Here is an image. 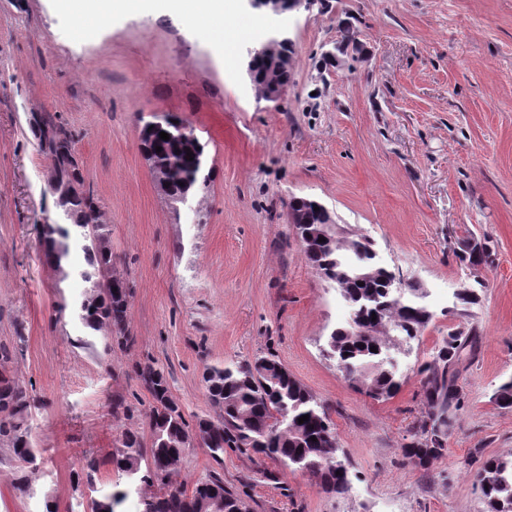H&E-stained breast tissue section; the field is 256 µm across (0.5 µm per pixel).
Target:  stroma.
<instances>
[{"label":"stroma","mask_w":512,"mask_h":512,"mask_svg":"<svg viewBox=\"0 0 512 512\" xmlns=\"http://www.w3.org/2000/svg\"><path fill=\"white\" fill-rule=\"evenodd\" d=\"M263 21L294 41L275 104L257 98L241 55L216 57L182 15L121 14L83 37L53 0H0V345L36 401L30 440L43 458L21 469L0 443V512H43L48 495L61 512L78 507L90 492L75 464L87 457L99 490L125 491L109 454L121 430H148L147 365L164 370L191 422L213 412L206 366L269 354L328 406L351 462L341 497L268 458L187 448L174 481L190 489L219 474L250 512H482L471 452L512 456V407L494 400L512 379V0H324ZM342 21L356 41L331 64L322 51ZM41 112L74 132L101 201L112 271L133 291L128 345L78 316L81 246L63 273L44 258L41 225L57 210L28 127ZM155 115L190 124L213 169L209 193L175 209L139 149ZM292 196L369 237L377 261L424 295L433 317L396 355L403 384L390 399L355 391L324 352L350 309L308 265ZM483 238L488 263L462 264L463 245ZM479 282V301L457 304ZM451 332L476 341L459 366L461 405L445 455L411 468L402 448L427 409L417 369Z\"/></svg>","instance_id":"obj_1"}]
</instances>
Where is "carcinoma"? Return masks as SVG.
Segmentation results:
<instances>
[{"mask_svg":"<svg viewBox=\"0 0 512 512\" xmlns=\"http://www.w3.org/2000/svg\"><path fill=\"white\" fill-rule=\"evenodd\" d=\"M275 71L267 59L257 60L254 87L263 93ZM182 122L169 118L159 125H144L139 131L140 150L153 171L174 166L180 177L168 187L165 197L175 206L184 198L210 190L212 170L207 168L205 145L189 141L181 134ZM29 129L38 151L56 175V207L60 220H45L41 235L46 258L57 268L67 258L70 230L68 221L80 235L90 239L88 268L81 277L90 291L81 303L82 320L94 331L106 329L108 338L119 344L130 341L128 311L131 289L127 281L112 274V250L108 247L107 225L94 191L85 187L75 136L49 112L34 114ZM169 134V140L159 133ZM162 147L156 151V147ZM193 152L194 160L186 159ZM358 245L348 250L343 239L324 242L313 238L302 243L307 262L316 270L327 266L347 273L340 284L343 296L358 310L359 322L341 326L327 341L326 353L336 360L346 382L375 400L393 397L402 380L387 354L406 339L419 337L431 321L420 296L412 294L401 302L390 297L382 275L358 279L353 268L364 265L372 249L371 240L352 235ZM490 257L485 243H467L461 259L471 266ZM377 321L375 334L363 332L362 323ZM462 333L444 338L435 358L417 370L427 411L411 441L403 448L406 464L429 469L444 456L453 423L452 409L459 407L461 394L456 384L455 366L468 346ZM376 351H370V348ZM11 359L8 348L0 346V441H7L17 461L26 468L37 466V455L29 439L28 419L35 400L27 390L6 375ZM139 377L152 396L148 433L130 429L120 433L112 450L111 463L126 482L127 491L92 497L87 512H114V506L128 492L138 494L137 512H238L244 501L240 494L224 486L215 474L196 483L192 490L173 480L187 450L185 438L195 436L214 460L227 450L250 451L305 473L327 494L348 492L349 460L340 448L328 408L274 356L252 362L210 366L203 373L206 397L216 416L199 417L191 425L169 398L166 375L147 366ZM308 421L299 423V418ZM481 490L485 512H512V457L487 459L474 474ZM157 491L146 493V488Z\"/></svg>","mask_w":512,"mask_h":512,"instance_id":"cac0c4a2","label":"carcinoma"}]
</instances>
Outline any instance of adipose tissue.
<instances>
[{
	"label": "adipose tissue",
	"instance_id": "1",
	"mask_svg": "<svg viewBox=\"0 0 512 512\" xmlns=\"http://www.w3.org/2000/svg\"><path fill=\"white\" fill-rule=\"evenodd\" d=\"M54 6L71 16L82 36L91 34L95 24L119 14L163 10L186 16L208 37L216 53L235 49L238 42L227 0H54Z\"/></svg>",
	"mask_w": 512,
	"mask_h": 512
}]
</instances>
